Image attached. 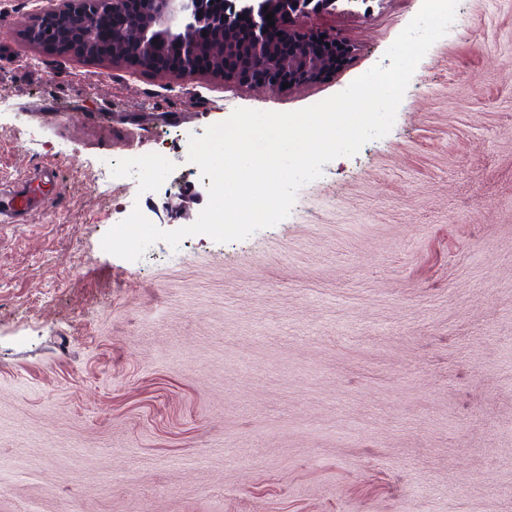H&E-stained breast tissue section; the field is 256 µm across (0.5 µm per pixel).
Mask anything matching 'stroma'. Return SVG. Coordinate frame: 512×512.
I'll use <instances>...</instances> for the list:
<instances>
[{
	"mask_svg": "<svg viewBox=\"0 0 512 512\" xmlns=\"http://www.w3.org/2000/svg\"><path fill=\"white\" fill-rule=\"evenodd\" d=\"M421 4L304 17L352 54L271 94L47 51L61 0H0V180L55 182L0 223V512H512V0H459L391 131L280 223L101 247L132 205L192 224L190 136L344 90Z\"/></svg>",
	"mask_w": 512,
	"mask_h": 512,
	"instance_id": "1",
	"label": "stroma"
}]
</instances>
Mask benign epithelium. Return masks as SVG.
<instances>
[{
  "mask_svg": "<svg viewBox=\"0 0 512 512\" xmlns=\"http://www.w3.org/2000/svg\"><path fill=\"white\" fill-rule=\"evenodd\" d=\"M28 30L32 42L58 52L135 64L174 73L189 81L202 72L276 90L319 80L351 54L339 36L303 28L297 20L327 9L336 0H293L294 10L279 11L280 0H247L226 9L224 0H65ZM122 20L125 34L100 45L84 18L92 12ZM273 14L269 26L267 14ZM208 26L210 40L196 30Z\"/></svg>",
  "mask_w": 512,
  "mask_h": 512,
  "instance_id": "obj_1",
  "label": "benign epithelium"
}]
</instances>
